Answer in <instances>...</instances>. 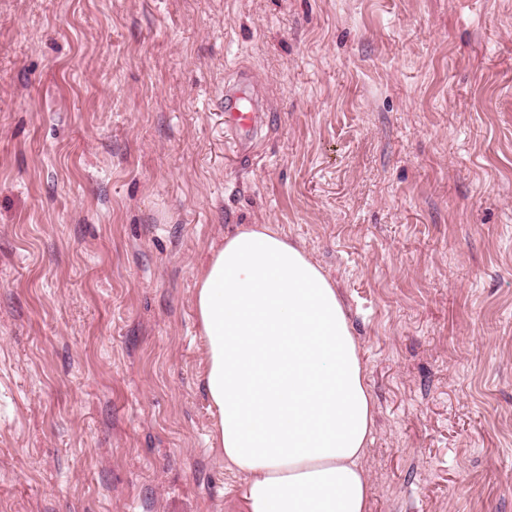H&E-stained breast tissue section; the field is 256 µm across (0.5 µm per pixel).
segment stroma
I'll return each instance as SVG.
<instances>
[{
	"label": "stroma",
	"instance_id": "35a3bbf8",
	"mask_svg": "<svg viewBox=\"0 0 512 512\" xmlns=\"http://www.w3.org/2000/svg\"><path fill=\"white\" fill-rule=\"evenodd\" d=\"M254 224L342 298L369 512H512V0H0V512H232L193 295ZM251 78L250 72L238 71L234 81L224 83L220 99L224 109V125L235 141L238 159L250 153L252 137L258 132L261 123L260 109L244 103L243 87Z\"/></svg>",
	"mask_w": 512,
	"mask_h": 512
}]
</instances>
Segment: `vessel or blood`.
Listing matches in <instances>:
<instances>
[{
  "instance_id": "vessel-or-blood-1",
  "label": "vessel or blood",
  "mask_w": 512,
  "mask_h": 512,
  "mask_svg": "<svg viewBox=\"0 0 512 512\" xmlns=\"http://www.w3.org/2000/svg\"><path fill=\"white\" fill-rule=\"evenodd\" d=\"M251 80L250 73L237 72L234 80L226 82L220 104L224 110V125L235 141L238 157H246L251 149L252 138L259 129V108L246 105L243 87Z\"/></svg>"
}]
</instances>
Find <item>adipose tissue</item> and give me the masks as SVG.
Instances as JSON below:
<instances>
[{
  "label": "adipose tissue",
  "instance_id": "adipose-tissue-1",
  "mask_svg": "<svg viewBox=\"0 0 512 512\" xmlns=\"http://www.w3.org/2000/svg\"><path fill=\"white\" fill-rule=\"evenodd\" d=\"M194 310L212 446L243 477L241 512H368L372 398L322 269L255 225L207 257Z\"/></svg>",
  "mask_w": 512,
  "mask_h": 512
}]
</instances>
